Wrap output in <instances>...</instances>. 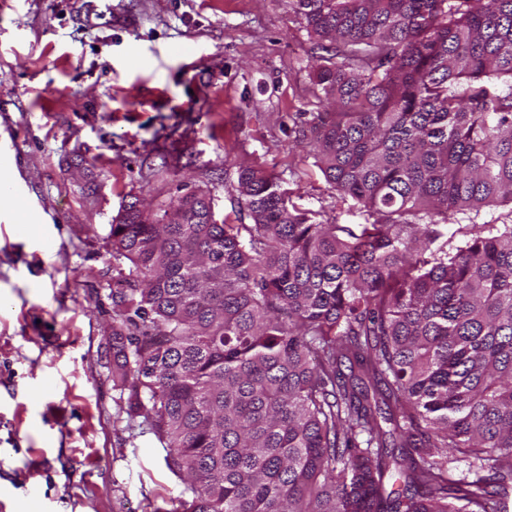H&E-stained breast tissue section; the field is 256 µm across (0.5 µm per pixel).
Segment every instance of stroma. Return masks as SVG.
<instances>
[{"mask_svg": "<svg viewBox=\"0 0 512 512\" xmlns=\"http://www.w3.org/2000/svg\"><path fill=\"white\" fill-rule=\"evenodd\" d=\"M321 55L290 0H0V512H168L184 485L112 383L110 226L128 202L212 197L238 168L328 224H363L298 145Z\"/></svg>", "mask_w": 512, "mask_h": 512, "instance_id": "obj_1", "label": "stroma"}]
</instances>
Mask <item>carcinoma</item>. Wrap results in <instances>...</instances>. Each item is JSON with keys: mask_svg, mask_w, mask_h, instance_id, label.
Returning <instances> with one entry per match:
<instances>
[{"mask_svg": "<svg viewBox=\"0 0 512 512\" xmlns=\"http://www.w3.org/2000/svg\"><path fill=\"white\" fill-rule=\"evenodd\" d=\"M291 4L336 49L306 147L373 221L316 222L254 166L249 224L127 204L114 387L185 484L172 512H489L512 497V224L472 220L512 204V0Z\"/></svg>", "mask_w": 512, "mask_h": 512, "instance_id": "carcinoma-1", "label": "carcinoma"}]
</instances>
